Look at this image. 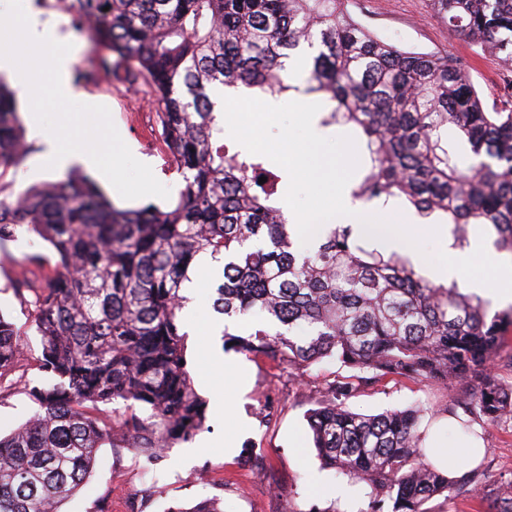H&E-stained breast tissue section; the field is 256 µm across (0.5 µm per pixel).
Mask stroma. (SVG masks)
Instances as JSON below:
<instances>
[{"instance_id":"obj_1","label":"stroma","mask_w":512,"mask_h":512,"mask_svg":"<svg viewBox=\"0 0 512 512\" xmlns=\"http://www.w3.org/2000/svg\"><path fill=\"white\" fill-rule=\"evenodd\" d=\"M38 2L44 21L58 24L74 49L70 75L74 95L61 100L54 93L50 69L54 46H33L19 34L8 43V51L19 68L35 69L42 75L32 109L42 114L49 133L65 143L84 145L87 131H94L95 147L114 164L127 188L120 206L135 208L149 202L162 207L175 200L183 183L169 166L145 85L128 84L98 71L93 43L74 32L62 0ZM349 9L358 22L387 42L456 59L469 70L486 102H493L512 84V66H505L496 54L449 36L447 26L433 17L430 0H354ZM88 97L101 101V110H86ZM146 183L154 185L156 192L144 198L140 192ZM33 251L47 254L51 248L26 233L0 247V315L16 327L24 354L22 369L0 382V433L5 435L36 410L25 387L38 377L34 359L40 351V336L30 306L14 288L24 256ZM219 277L217 271L197 268L196 309L193 315L182 316L181 323L195 329L187 339L186 354L196 391L210 405L223 396L233 397L240 421L232 423L208 412L205 429L191 443L196 458L188 467L179 464L182 450L178 447L151 469L144 468L136 449L100 448L87 486L63 504L62 512H92L100 498L111 501L112 512H166L168 506L213 496L222 500L224 512H310L332 504L346 512V502L336 499L333 492L344 478L322 469L305 417L320 400L325 380L344 375V368L326 359L300 376L291 366H279L230 346L211 352L207 328L217 318L212 303ZM228 356L241 366L231 380L224 377ZM461 396L455 386L386 379L359 384L347 405L363 414L413 406L433 412L453 407ZM477 433L486 447L478 467L486 472L489 484L511 481L512 419L503 418L478 428Z\"/></svg>"}]
</instances>
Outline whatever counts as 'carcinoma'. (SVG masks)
Returning a JSON list of instances; mask_svg holds the SVG:
<instances>
[{
  "label": "carcinoma",
  "instance_id": "1",
  "mask_svg": "<svg viewBox=\"0 0 512 512\" xmlns=\"http://www.w3.org/2000/svg\"><path fill=\"white\" fill-rule=\"evenodd\" d=\"M434 17L472 45L512 60V0H431ZM106 73L142 81L161 140L184 183L167 208L117 207L84 174L15 190L32 147L15 94L0 81V246L21 231L54 257L24 258L18 296L29 293L41 336L28 387L35 414L0 436V512H60L86 485L99 448L134 447L149 465L204 429L180 312L197 259L224 260L216 313L248 316L240 351L303 372L333 358V378L307 413L322 465L370 489L367 512H432L427 504L467 488L512 512V485L491 487L478 471L456 475L426 457L418 407L378 414L345 401L362 373L379 382L468 388L451 411L458 432L512 415V384L496 361L512 360V307L434 284L410 260L348 226L302 245L278 206L279 178L262 157L230 151L214 93L244 89L279 98L288 61L315 50L305 94L332 106L321 124L349 126L367 151L351 196L398 200L450 224L453 246L475 229L512 255V94L492 106L457 61L405 50L363 27L343 0H65ZM267 181L259 183V178ZM14 324L0 317V381L20 367ZM112 405V423L96 412ZM167 512H223L217 497Z\"/></svg>",
  "mask_w": 512,
  "mask_h": 512
}]
</instances>
